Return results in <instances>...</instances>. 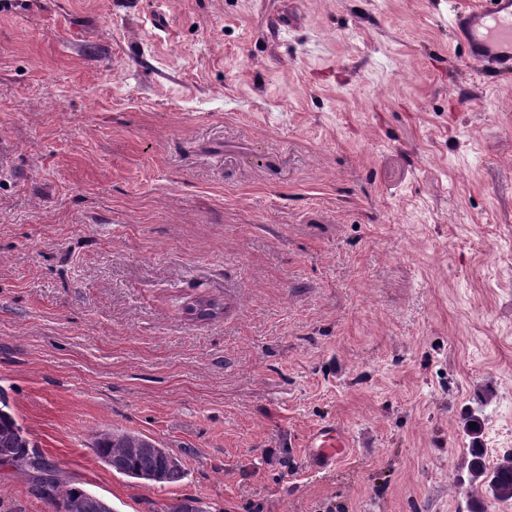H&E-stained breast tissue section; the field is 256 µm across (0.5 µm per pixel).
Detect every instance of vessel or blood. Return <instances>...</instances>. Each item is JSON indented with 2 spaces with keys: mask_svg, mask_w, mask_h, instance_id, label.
<instances>
[{
  "mask_svg": "<svg viewBox=\"0 0 512 512\" xmlns=\"http://www.w3.org/2000/svg\"><path fill=\"white\" fill-rule=\"evenodd\" d=\"M448 28L486 82L512 76V0H450ZM307 445L315 465L324 470L349 443L340 428L328 425L311 434Z\"/></svg>",
  "mask_w": 512,
  "mask_h": 512,
  "instance_id": "b4317fda",
  "label": "vessel or blood"
}]
</instances>
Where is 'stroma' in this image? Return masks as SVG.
I'll use <instances>...</instances> for the list:
<instances>
[{"label":"stroma","instance_id":"1","mask_svg":"<svg viewBox=\"0 0 512 512\" xmlns=\"http://www.w3.org/2000/svg\"><path fill=\"white\" fill-rule=\"evenodd\" d=\"M0 142V389L65 486L115 512L484 497L472 444L512 451V79L452 45L448 0H26ZM112 430L184 478L113 472ZM0 512L50 509L2 468ZM307 447L312 448L311 458L315 465L321 470H327L330 464L345 453L349 443L340 428L328 425L309 436ZM93 449L113 471L131 479L171 484L184 477L177 457L136 432L99 434L93 441Z\"/></svg>","mask_w":512,"mask_h":512}]
</instances>
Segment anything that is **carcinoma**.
Here are the masks:
<instances>
[{"label": "carcinoma", "instance_id": "1", "mask_svg": "<svg viewBox=\"0 0 512 512\" xmlns=\"http://www.w3.org/2000/svg\"><path fill=\"white\" fill-rule=\"evenodd\" d=\"M98 457L113 471L126 477L159 484H171L184 477L181 462L173 454L158 448L153 440L131 431L99 434L93 441ZM0 467L33 473L30 493L53 512L74 497L82 502L81 512H103L104 500L79 487L61 485L57 468L34 449L22 427L8 412L0 409ZM468 471L472 481L481 484L497 501L512 500V452L505 454L489 471L483 462V450L470 449Z\"/></svg>", "mask_w": 512, "mask_h": 512}]
</instances>
